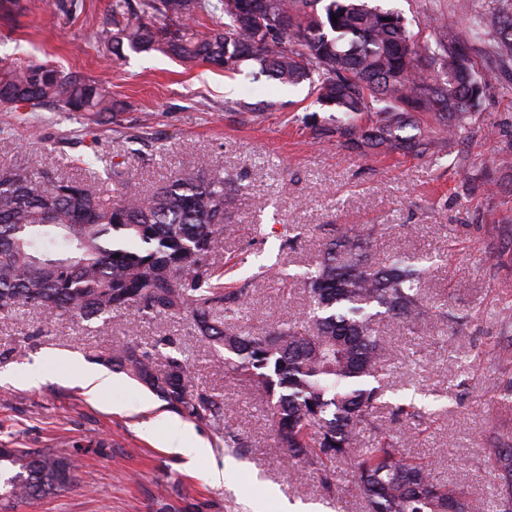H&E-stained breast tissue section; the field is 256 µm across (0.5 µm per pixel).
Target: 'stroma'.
Returning a JSON list of instances; mask_svg holds the SVG:
<instances>
[{"label":"stroma","instance_id":"35a3bbf8","mask_svg":"<svg viewBox=\"0 0 512 512\" xmlns=\"http://www.w3.org/2000/svg\"><path fill=\"white\" fill-rule=\"evenodd\" d=\"M0 12V62H48L103 84L122 107L96 124L78 113L0 106V166L48 167L120 198L123 183L153 193L183 168L232 174V218L212 257L233 261L231 279H250L247 300L229 326L268 329L285 312L301 313L297 281L319 259L323 237L343 224H372L375 259L403 251L431 257L422 294L433 307L428 327L413 333L383 322L384 361L392 386L420 388L428 415L414 424L379 407L381 428L404 436L409 457L432 477L492 500L500 480L486 450L492 434L512 442V396L493 357L512 346V62L485 59L470 42L484 92L459 136L437 145L440 162L415 155L361 154L320 138L334 112L308 84L280 88L201 64L192 69L159 52L118 57L93 37L109 21L111 0H22ZM403 17L413 40L434 44L428 15L467 34L456 0H375ZM252 104L249 112L240 103ZM274 273L257 275L260 265ZM163 337L188 357L194 388L230 404L225 423L244 441L225 448L220 435L183 418L121 370L100 399L77 380L102 371L98 355L134 346L153 350ZM38 383H29L31 371ZM0 445H76L81 466L68 492L21 503L14 512H365L351 488L352 463L334 462L327 493L319 471L296 473L278 448L261 394L244 393L224 371V352L202 340L189 316L145 321L129 332L120 318L48 321L23 307L0 316ZM195 433L212 457L192 460L182 447ZM225 465L222 480L211 477Z\"/></svg>","mask_w":512,"mask_h":512}]
</instances>
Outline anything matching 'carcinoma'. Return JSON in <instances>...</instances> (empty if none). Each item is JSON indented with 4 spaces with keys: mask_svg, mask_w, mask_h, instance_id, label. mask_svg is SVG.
Masks as SVG:
<instances>
[{
    "mask_svg": "<svg viewBox=\"0 0 512 512\" xmlns=\"http://www.w3.org/2000/svg\"><path fill=\"white\" fill-rule=\"evenodd\" d=\"M241 0H112V26L96 41L112 54L159 51L185 67L208 64L281 86L309 82L316 100L341 113L330 132L361 152L439 159L438 140L471 119L483 94L455 32L439 27L436 48L422 52L402 17L368 0H266L259 15L241 17ZM224 22L200 26L201 15ZM337 21H332V18ZM470 37L512 61V13L475 19ZM110 115L122 111L99 83L45 64L0 66V105ZM433 114L437 126L420 117ZM224 172L186 168L142 196L124 199L66 179L51 168H0V315L30 307L49 319L85 321L128 315L140 320L188 315L198 333L224 349V369L246 391L267 397L279 447L292 460L325 470L354 460V484L368 512H485V505L432 479L403 456L400 439L381 431L370 446L361 434L389 386L380 373L388 345L380 323H425L421 294L429 259L369 252L374 228L348 225L324 241L321 261L301 282L308 310L288 313L276 328L225 327L243 306L249 281L224 283L211 259L214 234L235 208ZM124 371L173 412L213 428L224 447L242 448L224 426V401L192 389L183 356L127 347L100 359ZM398 420L423 416L414 402L391 404ZM489 460L502 480L500 512L512 504V444L493 438ZM78 459L51 448H0V510L65 492Z\"/></svg>",
    "mask_w": 512,
    "mask_h": 512,
    "instance_id": "obj_1",
    "label": "carcinoma"
}]
</instances>
